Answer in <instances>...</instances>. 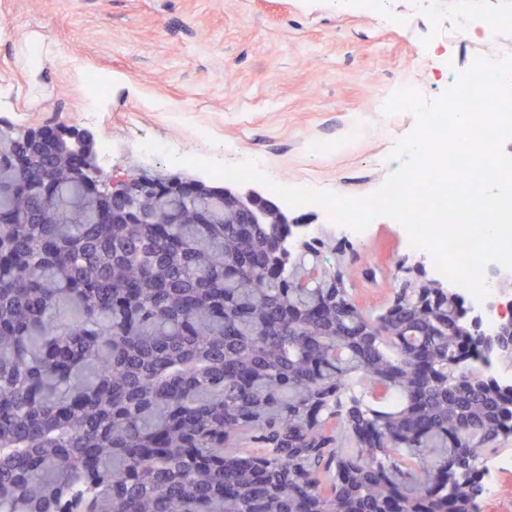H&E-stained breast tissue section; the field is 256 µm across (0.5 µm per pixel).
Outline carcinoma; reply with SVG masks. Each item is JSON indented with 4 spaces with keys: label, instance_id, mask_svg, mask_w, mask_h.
Wrapping results in <instances>:
<instances>
[{
    "label": "carcinoma",
    "instance_id": "obj_1",
    "mask_svg": "<svg viewBox=\"0 0 512 512\" xmlns=\"http://www.w3.org/2000/svg\"><path fill=\"white\" fill-rule=\"evenodd\" d=\"M0 140V512H479L512 438L448 305L396 288L367 313L342 241L299 285L274 205L140 174L162 223L128 224Z\"/></svg>",
    "mask_w": 512,
    "mask_h": 512
}]
</instances>
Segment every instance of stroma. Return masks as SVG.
Instances as JSON below:
<instances>
[{
  "mask_svg": "<svg viewBox=\"0 0 512 512\" xmlns=\"http://www.w3.org/2000/svg\"><path fill=\"white\" fill-rule=\"evenodd\" d=\"M336 0H0V119L17 127L66 126L94 147H116L110 170H144L208 180L203 170L146 161L135 145L160 141L229 165L253 159L273 180L362 197L397 169L389 154L416 124L412 113L373 111L375 98L410 81L419 95H443L447 74L424 77L413 59L439 42L468 0L441 9L380 0L373 12ZM56 48L31 58L34 43ZM512 51V34L449 44L454 69L475 54ZM28 66H19V59ZM112 85L109 98L82 94L86 71ZM350 291L380 311L411 258L395 220L375 218L353 240Z\"/></svg>",
  "mask_w": 512,
  "mask_h": 512,
  "instance_id": "stroma-1",
  "label": "stroma"
}]
</instances>
